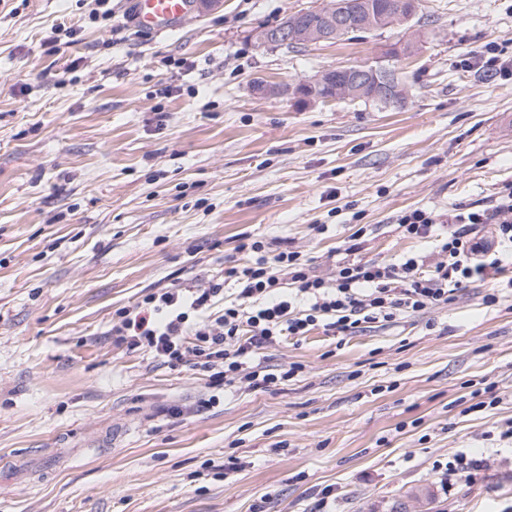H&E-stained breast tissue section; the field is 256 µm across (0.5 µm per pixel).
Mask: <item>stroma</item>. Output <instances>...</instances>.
Returning a JSON list of instances; mask_svg holds the SVG:
<instances>
[{
  "instance_id": "stroma-1",
  "label": "stroma",
  "mask_w": 512,
  "mask_h": 512,
  "mask_svg": "<svg viewBox=\"0 0 512 512\" xmlns=\"http://www.w3.org/2000/svg\"><path fill=\"white\" fill-rule=\"evenodd\" d=\"M322 2L222 0L146 34L131 0L98 21L94 0H0V512H316L328 486L334 512H512V288L483 301L497 279L288 337L260 359L301 369L266 390L112 334L146 294L243 263L244 237L325 278L360 228V258L435 263L399 216L512 183V77L463 64L489 42L512 58V0H422L417 38L255 42ZM383 59L403 107L282 92ZM462 451L489 465L443 491L433 463Z\"/></svg>"
}]
</instances>
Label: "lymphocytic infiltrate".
Masks as SVG:
<instances>
[{
    "mask_svg": "<svg viewBox=\"0 0 512 512\" xmlns=\"http://www.w3.org/2000/svg\"><path fill=\"white\" fill-rule=\"evenodd\" d=\"M493 225L483 236V225ZM423 209L401 215L405 237L437 239L441 258L426 265L418 254L392 264L346 260L331 277L309 274L301 252H269L260 240L241 242L245 263L229 270L235 290L223 281L205 288H165L141 305L119 311L112 326L117 342L151 353L171 368L189 365L211 372L215 385L247 383L266 389L292 377V370L256 362L261 350L323 327L346 336L364 325L417 314L453 300L462 284L484 280L512 256V183L493 204L449 214L444 232Z\"/></svg>",
    "mask_w": 512,
    "mask_h": 512,
    "instance_id": "obj_1",
    "label": "lymphocytic infiltrate"
}]
</instances>
